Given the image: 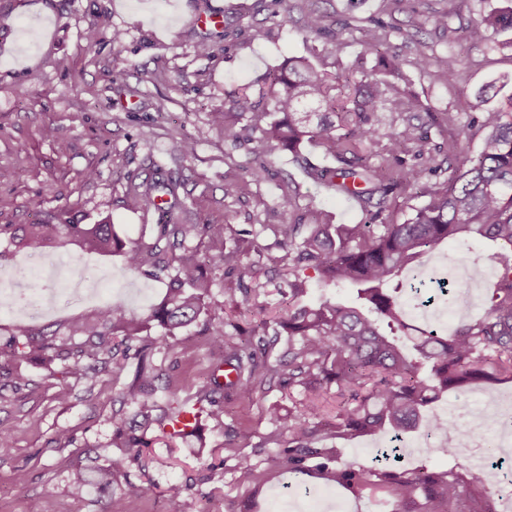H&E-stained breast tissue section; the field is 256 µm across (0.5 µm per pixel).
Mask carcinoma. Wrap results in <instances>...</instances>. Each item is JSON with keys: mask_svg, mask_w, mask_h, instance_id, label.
<instances>
[{"mask_svg": "<svg viewBox=\"0 0 512 512\" xmlns=\"http://www.w3.org/2000/svg\"><path fill=\"white\" fill-rule=\"evenodd\" d=\"M309 35L325 34L324 16L311 13L305 24ZM499 28L512 29V11L491 13L468 30L470 40L485 43ZM365 43L376 55L373 68L355 79L354 72L329 76L317 71L305 58H292L288 65L272 72L258 93L244 87L233 100L235 115L248 122V129L262 133L268 151L291 152L305 165L317 182L336 193L350 196L363 209L377 208L381 217L389 194L420 181L424 170L410 166L401 157L407 142L419 143L410 124L389 135L377 148L378 113L388 110L417 116L422 105L417 99L396 93L402 79L397 57L380 49L376 30L364 31ZM486 131L484 148L448 162V178L426 192L428 200L412 208L400 224H326L312 214L309 222L299 217L280 225V262L293 272L288 282V311L274 323L265 320L249 328L233 326L206 307L204 298L211 288L206 268L218 269L238 278V287L224 291V305L239 307L249 300L256 287L249 283L255 271L244 265L238 246H224L203 257L184 245L187 235L214 236V224L161 225L160 238L172 240L180 252L165 260L159 243L126 244L112 225L79 224L70 218L58 224H27L22 234L10 232V242L31 250L56 242L64 234L103 252L123 254L128 269L141 274L168 278L163 299L151 310L150 319L167 341L197 323L217 345L221 358L211 367L197 390L193 406L201 413L219 416L224 393H234L240 404H248L258 385L276 383L281 389H298L306 402L286 416L275 405L267 408L269 420L288 433L266 437L259 451L274 444L267 460L292 473L309 471V462L324 479L351 492L384 485L398 506V512H492L487 501L470 494L464 481L446 470L419 468L408 472L376 465L370 469L338 466L340 449L320 444L326 437L355 440L391 433L400 439L425 422L426 432H444L454 422L423 412L450 390L471 384L512 381V96L474 118ZM310 142L330 156L335 165L318 168L300 157L299 149ZM484 239L497 245L492 255L498 264L497 284L483 315L461 318L452 331L435 330L406 334L410 344L387 334L382 323L403 329L402 311L389 294L404 288L406 272L420 265L423 256L449 241ZM312 269L326 286L351 288V302L323 300L316 305L301 302L307 279L299 271ZM143 324L121 305L104 303L89 318L67 326L63 336L47 338L25 323L14 325L8 338L0 339V354L13 361L39 362L46 367L59 361L66 373L95 382L96 365L112 364V374L127 369L128 354H118L117 346L138 339ZM287 336L288 361L275 365L268 354ZM134 378L124 399L135 415L146 422L152 411L162 426V437L173 443L184 435L167 430L171 420L186 403L168 392L164 406L149 400L158 375L147 365V356L138 353ZM228 365L235 378L223 381L220 366ZM336 388L341 398L336 413L329 416L318 403L321 393ZM111 447L120 449L106 463L90 471L74 474L79 493L94 492L103 504L102 512H126L125 493L114 486L117 475L129 461L138 459L156 443L147 430L136 432L122 422H112ZM253 430L239 423L227 434L224 449L238 458L237 468L245 477L254 467L247 455L238 454L237 441H247Z\"/></svg>", "mask_w": 512, "mask_h": 512, "instance_id": "carcinoma-1", "label": "carcinoma"}]
</instances>
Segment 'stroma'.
<instances>
[{"mask_svg":"<svg viewBox=\"0 0 512 512\" xmlns=\"http://www.w3.org/2000/svg\"><path fill=\"white\" fill-rule=\"evenodd\" d=\"M507 0H418L415 10L396 0H0V15L11 24L0 28V225L52 224L59 210H67L80 223L109 219L118 236L128 243H154L162 223L219 224L217 237L188 236L187 246L200 253L222 244H238L244 263L258 264L257 296L240 308L225 311L224 291L235 282L223 272H213L209 299L216 313H227L232 323L249 326L284 313L281 291L288 277L278 259L279 227L293 221L279 206L282 195L295 198L300 211L315 210L334 224H368L372 217L357 201L327 184L310 179L297 162L304 157L318 167L332 160L321 149L305 144L299 156L285 151L265 152L258 134L232 144L230 135L243 124L215 125L211 114L230 110L234 91L241 85L262 86L267 74L284 67L289 58H309L317 70L344 73L349 68H371L374 57L363 42L369 19L381 22L377 30L383 47L401 60L402 92L417 97L437 117L452 115L453 125L420 124L418 135L426 152L416 157L414 144H406L407 164L424 168L419 188L394 192L384 217L403 222L411 207L425 203L424 192L448 177L442 165L452 140L469 153L481 150L484 133L471 125L478 98L496 105L512 95V52L469 40L467 28ZM224 8L222 28L197 25L207 7ZM329 20L345 19L349 28L334 42L308 36L305 16L311 10ZM447 14V28L433 19ZM99 31L97 42L87 44L89 27ZM123 38L113 42V31ZM210 41L212 56L195 51L199 41ZM452 55L453 74L423 65V57ZM53 126L56 141L43 139L44 126ZM189 139L193 156H182L177 142ZM263 167L260 179L251 172ZM93 179H84L85 171ZM171 178L180 182L178 199L164 209L145 202L128 208L130 190L144 182ZM245 183L243 193L225 195L224 185ZM53 252L64 256L84 273L99 280L96 294L81 302L57 293L56 308L30 319L33 329L47 334L77 322L103 303L125 307L138 318L162 298L165 281L148 278L127 268L120 254L90 252L58 242ZM491 242L474 240L436 249L427 266L455 260L466 253L487 275L480 284L477 305L467 309L476 318L487 307L495 286L496 265ZM194 348L164 345L160 328L139 338L152 345V360L163 379L171 381L177 399L191 398L214 360V350L199 326H191ZM28 378L15 387L0 369V428L14 435V447L0 455V512H27L38 500L45 512H101L95 496L73 494L71 479L82 468L104 463L112 454V422L133 424L134 410L123 391L131 373L113 375L103 369L96 383L66 374L62 365L45 369L22 364ZM66 401H58L59 392ZM278 387H258L248 407L225 398L220 419L202 417L200 437L168 448L154 445L150 455L130 462L117 476L127 493L128 512H224L227 501H250L252 512H271L274 501L287 497L289 506L305 503L306 489H330L331 512H395L396 505L383 487L352 493L327 484L318 471L284 474L270 468L255 446L274 427L266 416L270 405L288 409L300 402ZM247 420L254 430L243 447L257 468L241 476L236 461L224 449L227 427ZM69 441H58V432ZM408 468H439L459 475L468 488L498 504L500 489L486 486L482 468L458 452L436 448L403 451ZM183 488L170 499L168 486ZM149 495H140V488Z\"/></svg>","mask_w":512,"mask_h":512,"instance_id":"obj_1","label":"stroma"}]
</instances>
